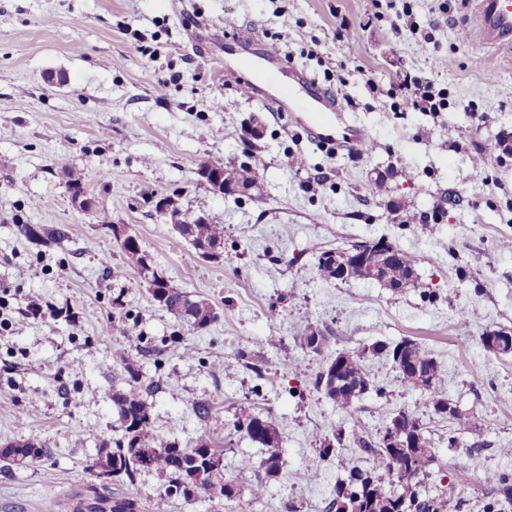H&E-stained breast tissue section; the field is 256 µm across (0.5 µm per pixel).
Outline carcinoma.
<instances>
[{"label":"carcinoma","mask_w":512,"mask_h":512,"mask_svg":"<svg viewBox=\"0 0 512 512\" xmlns=\"http://www.w3.org/2000/svg\"><path fill=\"white\" fill-rule=\"evenodd\" d=\"M62 172L70 192L76 194L86 190L84 177L77 169L64 165ZM256 176V168L248 162L227 171V177L244 186L253 183ZM184 234L191 237L198 235L207 243L221 244L224 242V225L200 224L198 215L186 211ZM122 251L126 266L142 274V278L146 279L148 293L161 308L194 330H203L214 321L216 314L209 304L191 299L163 279L144 274L146 253L141 247L126 244ZM398 253L397 261L386 265L383 277L376 278L387 288H404L415 280L418 257L402 249ZM317 336L322 337L324 333L307 324L296 331L294 341L304 350L312 345ZM400 347L406 350L409 361L408 367L398 370L401 384L408 389L429 391L432 401L445 399V380L437 360L429 350L405 339L392 346L379 344L374 351L392 359ZM117 360L125 365L128 373L127 387L112 394V403L121 421L123 434L115 442V447L102 451L97 462L112 468V475L123 483H134L144 471L169 478L164 495L156 502L159 508L164 507L165 499L171 496L174 488L182 490L185 497L199 491L213 497L219 495L229 501L239 496L238 485L224 477L222 466L206 465V457L210 454L224 457L223 447L202 440L195 448H182L177 442L152 432V404L141 389L140 373L130 363L128 352H123ZM331 360L333 367L337 368L336 376L326 378L321 371L316 376L314 386L337 406L350 410L354 402L365 394L367 383L370 382L363 357L355 353L338 352ZM433 412L453 426L448 433L450 444L456 441V432L465 431L472 425V415L465 409L459 408L448 414L435 408ZM235 428L252 441L270 449L264 462L265 471L269 475L277 474L279 456L276 447L279 432L273 421L259 413H245L237 417ZM400 429L404 433V444L400 448L386 446L381 435L373 438L364 431L352 430V441L365 454L369 467L352 466L348 469L347 478L336 486L335 497L326 505V512H343V504L351 505L358 499L362 500L358 512H444L449 505L454 512H460L461 502L451 495L421 498L412 490V482L421 475H427V471L436 462V456L418 417L409 412L402 415ZM146 453L149 454V462L144 467L142 457ZM45 454L46 449L32 443H10L0 448V457L8 458L17 465ZM485 482L490 496L486 512H492V509L504 502L512 503V475L489 473Z\"/></svg>","instance_id":"cac0c4a2"}]
</instances>
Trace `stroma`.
Returning a JSON list of instances; mask_svg holds the SVG:
<instances>
[{
    "mask_svg": "<svg viewBox=\"0 0 512 512\" xmlns=\"http://www.w3.org/2000/svg\"><path fill=\"white\" fill-rule=\"evenodd\" d=\"M473 11V0H395L379 11L370 0H0V447L47 451L24 466L0 459V512H73L92 485L143 508L162 495L167 478L128 484L94 467L122 434L112 403L126 385L119 349L152 390L154 433L182 446L221 442L224 475L242 490L233 501L176 495L165 512H325L345 464L366 460L351 445L319 457V439L354 427L376 434L401 410L420 417L437 457L420 496L447 487L460 512H483L485 474L512 473V357L480 342L512 328V151L502 146L512 141V97L502 92L512 52L467 36ZM228 15L238 31H225ZM346 25L360 30L350 47L338 39ZM273 40L280 71L303 69L325 87L347 77L337 95L369 134L366 151L325 155L295 116L241 95L225 61ZM406 70L445 89L447 110L397 111ZM253 120L260 136L247 131ZM292 154L304 170L289 165ZM255 157L263 164L244 195H214L197 175L205 162ZM65 164L82 172L93 213L72 206ZM319 172L323 184L307 187ZM160 195L223 225V262L160 223ZM21 224L67 236L37 245ZM115 225L131 229L172 287L213 307L206 329L187 330L151 302L123 265ZM382 236L419 259L401 291L319 271L320 252ZM33 296L44 306L37 317ZM307 323L332 332L329 354L364 356L375 388L354 410L315 389L323 360L293 339ZM404 339L434 354L448 398L474 417L456 445L428 392L404 388L373 353ZM241 345L250 359L223 369ZM202 401L214 405L206 421L192 410ZM242 412L275 422L276 476L263 466L271 450L235 430ZM260 480L256 499L249 488Z\"/></svg>",
    "mask_w": 512,
    "mask_h": 512,
    "instance_id": "stroma-1",
    "label": "stroma"
}]
</instances>
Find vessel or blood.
<instances>
[{
  "label": "vessel or blood",
  "instance_id": "1",
  "mask_svg": "<svg viewBox=\"0 0 512 512\" xmlns=\"http://www.w3.org/2000/svg\"><path fill=\"white\" fill-rule=\"evenodd\" d=\"M473 34L485 46L512 50V0H476ZM240 88L272 111L299 113L309 136L333 151L356 154L369 142L363 128L350 125L339 97L304 71L285 81L275 80L268 71L258 81L246 76Z\"/></svg>",
  "mask_w": 512,
  "mask_h": 512
}]
</instances>
